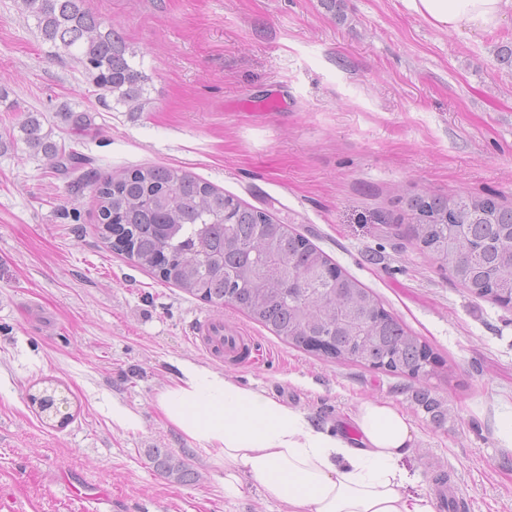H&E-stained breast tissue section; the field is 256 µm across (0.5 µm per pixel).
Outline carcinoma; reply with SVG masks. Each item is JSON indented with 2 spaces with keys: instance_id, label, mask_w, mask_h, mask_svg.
Returning <instances> with one entry per match:
<instances>
[{
  "instance_id": "1",
  "label": "carcinoma",
  "mask_w": 512,
  "mask_h": 512,
  "mask_svg": "<svg viewBox=\"0 0 512 512\" xmlns=\"http://www.w3.org/2000/svg\"><path fill=\"white\" fill-rule=\"evenodd\" d=\"M43 40L79 65L100 94L130 112L143 109L145 77L127 58L119 29L84 0H22ZM27 146L57 170L80 153L20 123ZM412 240L472 296L512 305V206L492 198L414 194L404 201ZM98 228L136 263L206 302L231 306L284 343L340 364L421 380L439 375L421 337L381 307L374 293L342 274L324 252L267 211L173 167L111 175L96 188ZM179 482L192 472L172 453L152 454Z\"/></svg>"
}]
</instances>
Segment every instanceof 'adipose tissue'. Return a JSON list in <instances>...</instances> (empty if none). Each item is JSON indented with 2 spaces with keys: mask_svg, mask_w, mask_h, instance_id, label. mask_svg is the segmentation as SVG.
I'll list each match as a JSON object with an SVG mask.
<instances>
[{
  "mask_svg": "<svg viewBox=\"0 0 512 512\" xmlns=\"http://www.w3.org/2000/svg\"><path fill=\"white\" fill-rule=\"evenodd\" d=\"M445 31L490 30L503 0H408ZM174 427L224 463L236 495L249 475L284 512H435L431 494L406 493L399 463L415 444L410 417L393 403L362 400L351 418L357 439L315 427L299 408L222 373L181 366L157 398Z\"/></svg>",
  "mask_w": 512,
  "mask_h": 512,
  "instance_id": "1",
  "label": "adipose tissue"
}]
</instances>
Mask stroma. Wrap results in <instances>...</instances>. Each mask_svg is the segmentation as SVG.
I'll return each mask as SVG.
<instances>
[{
    "label": "stroma",
    "instance_id": "1",
    "mask_svg": "<svg viewBox=\"0 0 512 512\" xmlns=\"http://www.w3.org/2000/svg\"><path fill=\"white\" fill-rule=\"evenodd\" d=\"M147 76L128 112L0 0V512H83L61 473L110 492L112 512H280L251 479L168 423L157 396L192 363L346 429L363 398L412 417L408 492L444 474L465 512H512V308L472 297L410 239L401 198L465 193L512 205V2L489 31L445 32L404 0H85ZM281 98L272 110L265 102ZM38 113L87 162L47 168L19 123ZM92 117L75 127V115ZM174 166L306 236L425 339L441 376L412 380L288 346L231 306L185 293L112 251L97 180ZM221 317L254 338L238 363L192 340ZM54 386L67 422L31 398ZM137 424L113 422V406ZM194 477L159 472L154 450Z\"/></svg>",
    "mask_w": 512,
    "mask_h": 512
}]
</instances>
